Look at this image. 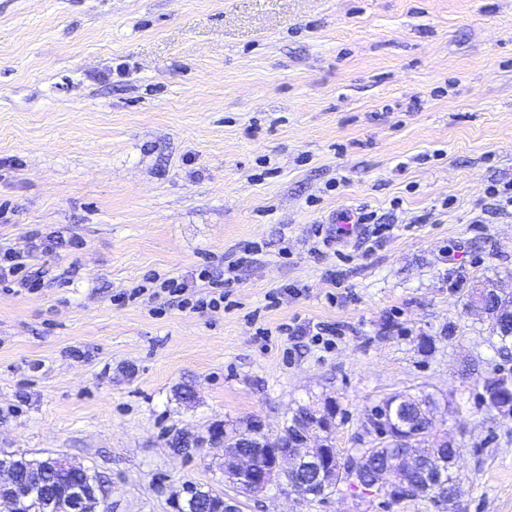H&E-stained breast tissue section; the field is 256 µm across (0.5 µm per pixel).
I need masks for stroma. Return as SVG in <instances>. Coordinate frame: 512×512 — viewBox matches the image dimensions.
Returning <instances> with one entry per match:
<instances>
[{
  "label": "stroma",
  "instance_id": "1",
  "mask_svg": "<svg viewBox=\"0 0 512 512\" xmlns=\"http://www.w3.org/2000/svg\"><path fill=\"white\" fill-rule=\"evenodd\" d=\"M505 188L512 0H0V246L76 241L0 291V453L91 467L107 512H176L188 483L241 512H440L242 497L205 442L330 397L344 458L366 407L426 391L462 449L453 512H512V414L479 405L512 356L462 298L512 291ZM251 244L223 308L121 299ZM322 325L328 349L294 333Z\"/></svg>",
  "mask_w": 512,
  "mask_h": 512
}]
</instances>
